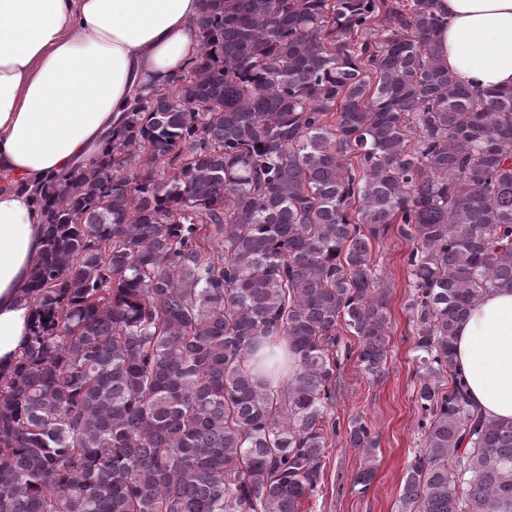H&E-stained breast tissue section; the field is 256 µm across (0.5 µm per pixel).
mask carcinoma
Returning <instances> with one entry per match:
<instances>
[{
  "mask_svg": "<svg viewBox=\"0 0 512 512\" xmlns=\"http://www.w3.org/2000/svg\"><path fill=\"white\" fill-rule=\"evenodd\" d=\"M199 48L37 199L36 319L0 370V512H303L338 326L375 379L373 252L412 243L423 448L400 512H512V423L457 326L512 288V90L448 69L442 0H204ZM369 489L378 438L352 420Z\"/></svg>",
  "mask_w": 512,
  "mask_h": 512,
  "instance_id": "carcinoma-1",
  "label": "carcinoma"
}]
</instances>
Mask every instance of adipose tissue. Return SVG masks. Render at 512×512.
Here are the masks:
<instances>
[{
    "mask_svg": "<svg viewBox=\"0 0 512 512\" xmlns=\"http://www.w3.org/2000/svg\"><path fill=\"white\" fill-rule=\"evenodd\" d=\"M448 67L480 89L512 88V0H443ZM201 0H0V366L35 317L42 249L34 188L92 155L135 87L179 75L198 50ZM454 363L489 418L512 421V290L485 294L460 325Z\"/></svg>",
    "mask_w": 512,
    "mask_h": 512,
    "instance_id": "adipose-tissue-1",
    "label": "adipose tissue"
}]
</instances>
